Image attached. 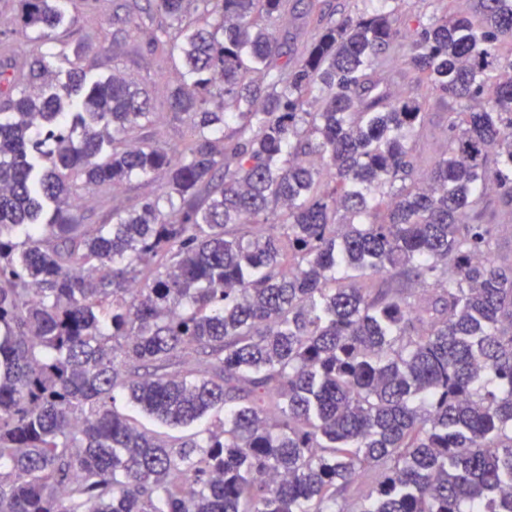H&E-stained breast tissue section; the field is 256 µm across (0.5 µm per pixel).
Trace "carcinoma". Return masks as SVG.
Wrapping results in <instances>:
<instances>
[{
    "label": "carcinoma",
    "mask_w": 512,
    "mask_h": 512,
    "mask_svg": "<svg viewBox=\"0 0 512 512\" xmlns=\"http://www.w3.org/2000/svg\"><path fill=\"white\" fill-rule=\"evenodd\" d=\"M146 2L173 148L121 73L45 96L41 59L0 62V512H512V0L312 9L291 57L288 0ZM62 21L18 0L14 32ZM136 178L161 184L108 223L71 213ZM117 392L216 416L161 436ZM393 5L399 13L407 15L426 14L441 17L448 13V0H397ZM431 112L434 137L425 144V155H432L442 145L441 134L444 130L448 119V108L444 102L437 103Z\"/></svg>",
    "instance_id": "carcinoma-1"
}]
</instances>
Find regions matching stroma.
<instances>
[{
  "label": "stroma",
  "instance_id": "stroma-1",
  "mask_svg": "<svg viewBox=\"0 0 512 512\" xmlns=\"http://www.w3.org/2000/svg\"><path fill=\"white\" fill-rule=\"evenodd\" d=\"M125 0H60L65 21L57 31L55 41L36 45L33 41L16 36L12 26H0V42H8L18 66H25L30 56L41 57L54 84L67 82L73 64H80L88 80L121 71L131 77L150 94L153 111L159 112V123L145 129V136L172 146L181 141L185 132L182 115L170 112L167 95L170 75L160 70L156 57L129 38L130 28L112 22L114 13L122 12ZM151 188L135 179L121 190L110 193L108 199L83 197L73 212L86 223H101L115 207L135 205Z\"/></svg>",
  "mask_w": 512,
  "mask_h": 512
}]
</instances>
